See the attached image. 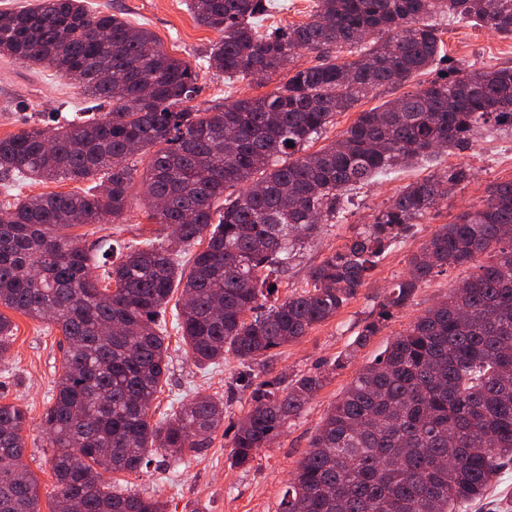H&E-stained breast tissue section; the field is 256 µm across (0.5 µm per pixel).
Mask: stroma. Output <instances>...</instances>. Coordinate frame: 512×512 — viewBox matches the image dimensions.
<instances>
[{
    "mask_svg": "<svg viewBox=\"0 0 512 512\" xmlns=\"http://www.w3.org/2000/svg\"><path fill=\"white\" fill-rule=\"evenodd\" d=\"M87 3L97 11L121 14L132 26L148 28L168 53L188 62L198 74V92L191 102L194 108L265 95L287 79L286 74L278 73L261 82L248 77L230 80L209 69L202 59L203 51L219 40L220 35L195 22L186 0H87ZM433 21L441 33L449 62L472 70L512 66V40L499 39L486 29L442 14L434 16ZM439 74V69L435 68L418 76L416 81L374 91L353 109L336 115L321 136L308 144V151H316L335 140L359 113L413 92L417 86L428 85ZM86 103L84 89L75 82L0 56L1 138L36 124H49L58 113L70 116L73 108ZM455 167L468 170L467 181L440 201L438 207L415 226L412 235L400 239L387 251L372 279L348 305L271 357L250 362L229 355L217 365H195L178 331V304L169 302L161 320L170 344V362L167 377L152 403V421L169 418L195 395L201 394L223 401L224 422L229 425L248 412L250 393L263 380L324 370L329 377L304 411L289 420L276 442L259 451L249 466H232L231 450L223 433L219 432L210 447L191 461L157 454L146 470L137 474L111 472L106 474V481L119 490L159 498L165 502L166 512H280V502L292 472L304 456L324 414L341 396L355 371L384 350L398 333L444 296L452 284L469 275V268L451 267L433 276L364 348L356 351L351 364L333 369L336 357L353 349L362 320L391 284L403 277L410 256L430 239L438 226L479 204L492 185L512 179V134L486 127L480 138L467 148L444 149L419 164L389 170L347 190L336 223L324 225L317 240L301 250L280 283L278 296L282 299L311 287L312 267L344 247L407 185L430 175H445L448 169ZM131 197L133 205L124 223L88 226L85 229L88 240L102 239L138 247L150 239L153 226L143 214L139 191H132ZM0 315L8 317L15 326L11 351L0 359V403L17 404L27 412L24 461L39 479L42 512H49L54 478L48 462L51 451L45 446L41 420L51 403L61 370L64 342L60 331L52 324L7 308L0 310Z\"/></svg>",
    "mask_w": 512,
    "mask_h": 512,
    "instance_id": "obj_1",
    "label": "stroma"
}]
</instances>
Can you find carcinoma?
<instances>
[{
  "instance_id": "carcinoma-1",
  "label": "carcinoma",
  "mask_w": 512,
  "mask_h": 512,
  "mask_svg": "<svg viewBox=\"0 0 512 512\" xmlns=\"http://www.w3.org/2000/svg\"><path fill=\"white\" fill-rule=\"evenodd\" d=\"M201 26L224 38L203 60L228 78L288 74L266 96L187 105L198 75L146 28L93 11L86 0H34L0 10V55L55 71L90 99L82 116L0 138V177L91 181L70 193L0 205V306L59 327L63 372L41 428L65 512H165L112 491L103 474H137L150 456L191 457L219 431L231 463L249 465L299 415L327 376L274 377L223 429L224 402L198 395L164 423L150 410L168 368L159 315L176 289L178 328L197 365L231 353L255 360L301 339L367 285L381 257L463 180L408 185L344 248L310 271L312 288L252 315L303 244L336 220L342 195L387 170L463 147L489 124L512 131V66L450 65L425 88L359 113L340 137L305 151L333 118L372 91L407 83L448 61L438 14L512 40V0H316L309 21L261 34L274 0H187ZM356 48L337 61L335 48ZM303 52L322 61L300 67ZM148 159L143 171L138 163ZM140 178L159 238L119 252L87 247L69 230L117 221ZM193 253L191 269L177 258ZM448 295L360 367L330 408L288 481L282 512H460L483 500L512 461V180L441 225L364 321L344 368L422 284L488 252ZM108 261L98 279L97 257ZM14 324L0 314V357ZM26 412L0 403V512H41L24 464Z\"/></svg>"
}]
</instances>
